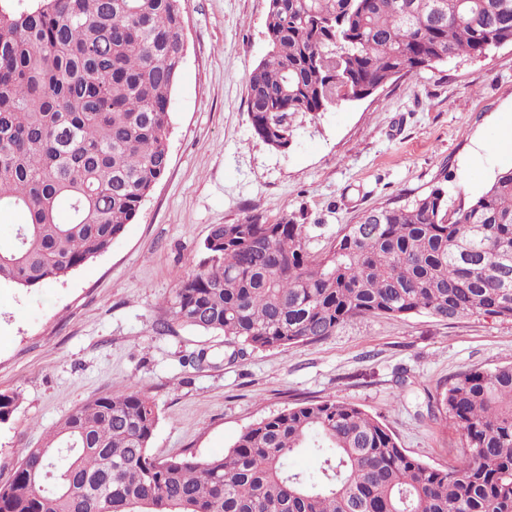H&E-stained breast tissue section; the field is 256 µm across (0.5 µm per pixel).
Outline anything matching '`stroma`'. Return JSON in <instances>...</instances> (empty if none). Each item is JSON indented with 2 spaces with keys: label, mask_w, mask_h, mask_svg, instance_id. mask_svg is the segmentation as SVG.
Listing matches in <instances>:
<instances>
[{
  "label": "stroma",
  "mask_w": 512,
  "mask_h": 512,
  "mask_svg": "<svg viewBox=\"0 0 512 512\" xmlns=\"http://www.w3.org/2000/svg\"><path fill=\"white\" fill-rule=\"evenodd\" d=\"M266 10L267 0H188L166 174L110 249L64 280L0 282V392L21 395L0 424V485L50 428L109 390L154 403L150 451L162 458L223 454L262 418L330 397L381 420L432 467L461 454L459 429L430 402L459 372L511 363L512 320L364 317L238 357L224 336L174 320L169 301L213 225L286 215L322 247L365 211L435 186L452 208L479 197L512 168V153L491 146L512 123V44L297 115L280 151L254 133L246 103L247 74L268 51ZM200 352L205 362L189 365Z\"/></svg>",
  "instance_id": "1"
}]
</instances>
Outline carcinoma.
<instances>
[{
    "mask_svg": "<svg viewBox=\"0 0 512 512\" xmlns=\"http://www.w3.org/2000/svg\"><path fill=\"white\" fill-rule=\"evenodd\" d=\"M183 24L184 0L0 4V205L20 217L0 280H61L134 220L169 165ZM265 36L247 112L286 149L299 113L512 44V0H268ZM202 252L173 317L253 350L317 342L364 316L511 320L512 169L453 210L440 187L372 209L318 250L307 225L253 214L213 226ZM20 401L0 392V424ZM434 408L465 440L446 469L335 398L265 417L221 455L158 459L153 403L110 391L25 454L0 512H512V364L454 375ZM300 451L320 457L318 472L290 466Z\"/></svg>",
    "mask_w": 512,
    "mask_h": 512,
    "instance_id": "cac0c4a2",
    "label": "carcinoma"
}]
</instances>
